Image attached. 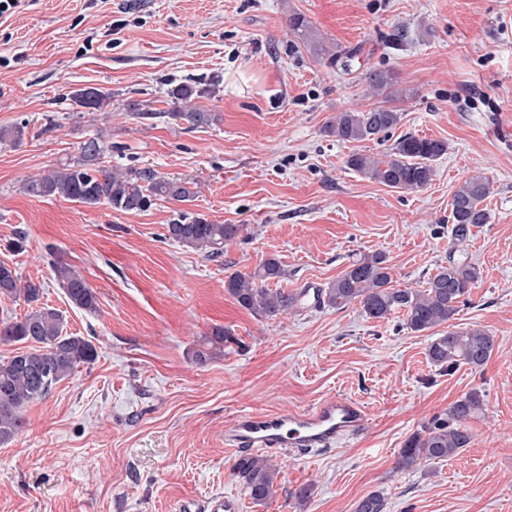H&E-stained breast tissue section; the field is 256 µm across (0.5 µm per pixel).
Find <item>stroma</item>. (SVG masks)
<instances>
[{
    "instance_id": "obj_1",
    "label": "stroma",
    "mask_w": 512,
    "mask_h": 512,
    "mask_svg": "<svg viewBox=\"0 0 512 512\" xmlns=\"http://www.w3.org/2000/svg\"><path fill=\"white\" fill-rule=\"evenodd\" d=\"M295 13L355 51L347 69L293 36ZM372 70L406 88L401 121L385 140L339 142L327 128L373 103ZM191 76L210 83L197 106L220 116L193 130L169 118L167 95ZM81 86L108 89V110H73ZM136 101L157 118L129 111ZM102 129L101 166L187 183L192 198L121 213L24 191ZM408 133L448 144L425 188L392 189L348 167L351 154L381 156ZM479 173L490 219L467 252L481 277L454 323L494 335L483 368L439 370L429 336L398 315L301 303L269 320L224 290L229 274L268 257L285 269V292L323 288L376 251L397 285L424 287L448 262L452 194ZM183 212L243 230L207 257L166 239ZM19 238L23 250H11ZM0 261L41 282L43 303L96 349L0 444V512H177L220 492L242 512H353L373 492L386 512H512V0H24L0 18ZM57 263L85 278L96 310L68 302ZM216 326L233 339L222 359L197 365L195 344ZM474 389L485 413L470 423V447L398 469L410 435ZM332 395L366 408L365 435L315 457L271 455L277 492L253 503L232 474L225 426ZM303 486L301 510L290 493Z\"/></svg>"
}]
</instances>
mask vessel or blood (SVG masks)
<instances>
[{"mask_svg":"<svg viewBox=\"0 0 512 512\" xmlns=\"http://www.w3.org/2000/svg\"><path fill=\"white\" fill-rule=\"evenodd\" d=\"M368 418L354 400L334 396L303 410L241 414L224 431V445L232 451L266 450L316 454L338 438L364 435ZM179 512H241L236 496L215 494L189 500Z\"/></svg>","mask_w":512,"mask_h":512,"instance_id":"vessel-or-blood-1","label":"vessel or blood"}]
</instances>
